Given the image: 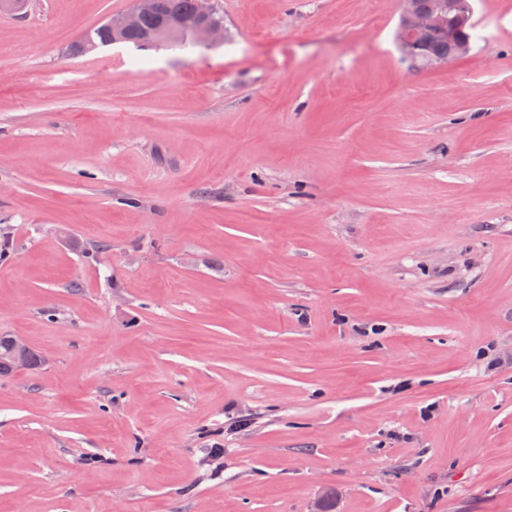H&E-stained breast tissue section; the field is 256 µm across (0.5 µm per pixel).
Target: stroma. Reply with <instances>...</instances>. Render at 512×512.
<instances>
[{
    "label": "stroma",
    "mask_w": 512,
    "mask_h": 512,
    "mask_svg": "<svg viewBox=\"0 0 512 512\" xmlns=\"http://www.w3.org/2000/svg\"><path fill=\"white\" fill-rule=\"evenodd\" d=\"M0 11V512H512V0ZM156 16L154 15L158 10ZM135 0L134 9L123 15L112 16L104 26L103 24L95 28L91 35L93 37H85L80 43V53L92 52L97 48L94 39L99 46L114 43H133L141 41L144 31L155 29L163 20L187 17L194 12L193 18L185 22L168 23L163 25L151 38L146 42L140 43L147 46H161L179 43L183 39L190 37L194 42L200 44H212L218 40L224 39V23L223 20L216 17V9L214 7L215 0ZM149 17V18H147ZM147 18L145 21L144 19ZM143 31L131 32L138 30L142 22ZM109 33V34H108ZM109 39V40H108ZM433 0H420L423 8H429ZM401 11L394 41L403 54L416 67L443 64L447 60L429 55V40L439 36L447 41L433 38L430 50L439 56H448V44L453 48L452 58H461L471 49V39L464 27L474 26L472 22L473 0H434L427 10L420 7L418 0H400ZM11 348L9 359L14 362V368H37L41 364V356L38 352L30 349L26 354V361L21 358V355L29 348V346L17 337L10 336ZM28 363V365H27Z\"/></svg>",
    "instance_id": "35a3bbf8"
}]
</instances>
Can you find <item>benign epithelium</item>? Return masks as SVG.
Masks as SVG:
<instances>
[{"label":"benign epithelium","instance_id":"7a95c632","mask_svg":"<svg viewBox=\"0 0 512 512\" xmlns=\"http://www.w3.org/2000/svg\"><path fill=\"white\" fill-rule=\"evenodd\" d=\"M215 0H195L193 18L185 22L163 25L151 38L147 46L176 44L191 38L200 44H212L224 39L223 20L216 17ZM401 11L394 41L403 54L416 67H429L445 63V60L429 55V40L439 36L448 40L453 48V57L461 58L471 49V39L464 27L472 22L473 0H434L427 10L420 7L419 0H400ZM158 10V0H135L134 9L123 15L111 17L105 27L109 33L108 43H126L131 32L139 29L145 18ZM10 354L0 353V360L9 358L14 368H25L27 362L21 355L28 345L17 337H10Z\"/></svg>","mask_w":512,"mask_h":512}]
</instances>
